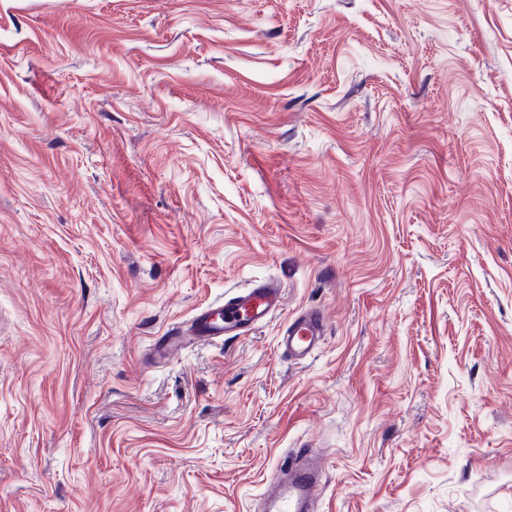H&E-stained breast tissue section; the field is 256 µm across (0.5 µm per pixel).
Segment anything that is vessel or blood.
Instances as JSON below:
<instances>
[{"label":"vessel or blood","mask_w":512,"mask_h":512,"mask_svg":"<svg viewBox=\"0 0 512 512\" xmlns=\"http://www.w3.org/2000/svg\"><path fill=\"white\" fill-rule=\"evenodd\" d=\"M282 304V289L275 279L252 280L227 299L209 303L171 334L159 337L156 353L163 357L194 343L245 336L268 322ZM325 331L322 311L306 308L289 320L279 338V347L289 359L304 362L316 351ZM323 477V462L314 449H293L267 478L261 512H317Z\"/></svg>","instance_id":"obj_1"}]
</instances>
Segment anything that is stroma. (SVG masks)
Segmentation results:
<instances>
[{"label": "stroma", "instance_id": "35a3bbf8", "mask_svg": "<svg viewBox=\"0 0 512 512\" xmlns=\"http://www.w3.org/2000/svg\"><path fill=\"white\" fill-rule=\"evenodd\" d=\"M305 445L320 512H512V0H0V512H255ZM282 304V288L275 279H254L224 301L209 303L190 322L175 328L168 336L159 337L155 342L156 353L165 357L193 343L240 338L268 322ZM325 331L322 311L315 307L306 308L288 321L279 336V347L288 359L304 362L316 351Z\"/></svg>", "mask_w": 512, "mask_h": 512}]
</instances>
